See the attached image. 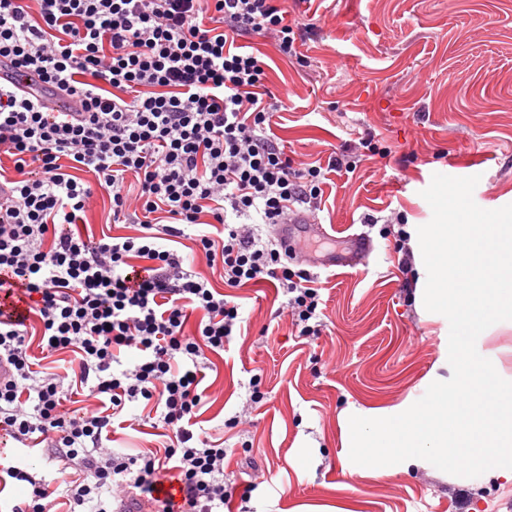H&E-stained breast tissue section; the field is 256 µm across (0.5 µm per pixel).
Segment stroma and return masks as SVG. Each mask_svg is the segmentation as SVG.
<instances>
[{
  "mask_svg": "<svg viewBox=\"0 0 512 512\" xmlns=\"http://www.w3.org/2000/svg\"><path fill=\"white\" fill-rule=\"evenodd\" d=\"M305 25L301 61L256 36L238 45L260 54L278 103L271 130L294 161L327 163L371 139L354 171L330 172L317 218L337 236L370 234L374 252L354 269H312L322 331L299 336L271 282L235 294L247 321L223 354L210 355L199 427L227 450L224 474L250 497L224 512H292L344 504L351 477L340 461L339 415L349 406L389 407L421 397L447 344L445 317L421 320L413 273L395 247V217L431 219L421 192L433 174L476 175L484 209L512 204V0H284ZM265 398L243 405L251 378ZM144 403L131 404L109 435L117 452L160 446ZM362 512H512V487L426 470L365 480Z\"/></svg>",
  "mask_w": 512,
  "mask_h": 512,
  "instance_id": "stroma-1",
  "label": "stroma"
}]
</instances>
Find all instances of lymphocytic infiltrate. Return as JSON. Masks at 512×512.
<instances>
[{"mask_svg":"<svg viewBox=\"0 0 512 512\" xmlns=\"http://www.w3.org/2000/svg\"><path fill=\"white\" fill-rule=\"evenodd\" d=\"M245 35L300 56L302 27L280 0H0V67L35 73L73 102L50 111L0 76V301L24 305L0 310V362L12 370L0 430L77 472L58 488L7 468L31 488L11 512H50L58 493L67 512H112L125 492L154 497L169 469L187 502L164 512H224L235 492L227 452L193 428L207 400L203 359L242 323L230 290L277 281L300 335L317 333L319 290L271 230L298 207L317 209L327 173L354 162L296 164L268 136L265 64L233 49ZM102 193L113 223L137 234H85ZM181 239L191 253L171 249ZM198 261L223 288L194 271ZM59 353L62 371L35 370ZM68 385L85 406L64 407ZM140 400L166 445L108 448L115 418Z\"/></svg>","mask_w":512,"mask_h":512,"instance_id":"1","label":"lymphocytic infiltrate"}]
</instances>
